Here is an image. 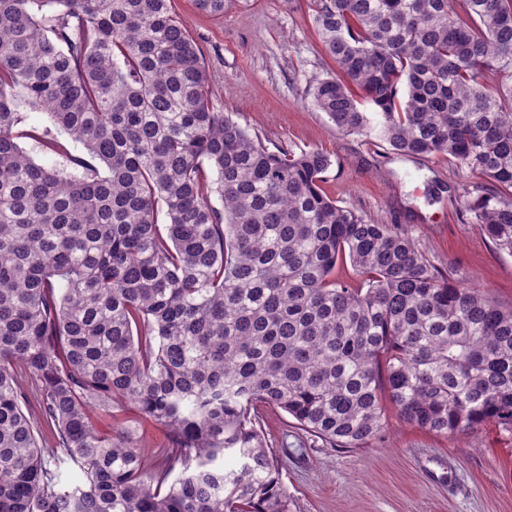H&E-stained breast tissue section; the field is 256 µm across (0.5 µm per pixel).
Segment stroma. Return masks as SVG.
Returning <instances> with one entry per match:
<instances>
[{
	"label": "stroma",
	"mask_w": 512,
	"mask_h": 512,
	"mask_svg": "<svg viewBox=\"0 0 512 512\" xmlns=\"http://www.w3.org/2000/svg\"><path fill=\"white\" fill-rule=\"evenodd\" d=\"M172 11L200 46L219 110L269 148L326 153L323 188L339 205L392 225L438 269L512 307V255L456 201L477 177L444 156H402L340 132L316 107L312 89L336 65L309 0H243L221 16L172 0ZM265 437L283 458L292 512H512V434L492 424L439 435L391 409L365 447L330 448L279 411Z\"/></svg>",
	"instance_id": "stroma-1"
}]
</instances>
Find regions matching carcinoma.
<instances>
[{"label": "carcinoma", "mask_w": 512, "mask_h": 512, "mask_svg": "<svg viewBox=\"0 0 512 512\" xmlns=\"http://www.w3.org/2000/svg\"><path fill=\"white\" fill-rule=\"evenodd\" d=\"M311 8L339 70L319 109L481 177L464 212L512 254V0ZM207 83L171 0H0V512H291L274 409L332 448L389 404L512 434V309L339 205L325 153L269 149ZM126 408L167 432L160 463L134 426L97 430Z\"/></svg>", "instance_id": "1"}]
</instances>
